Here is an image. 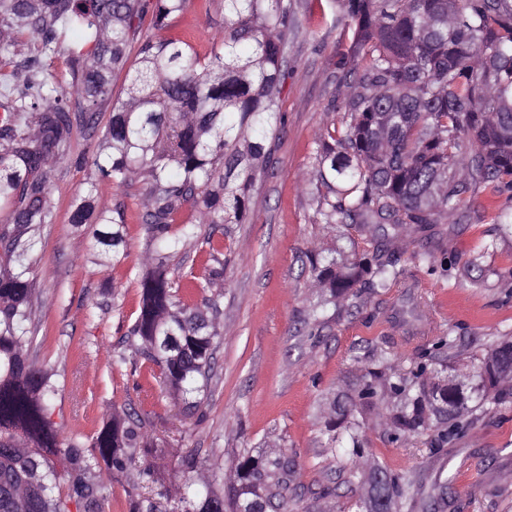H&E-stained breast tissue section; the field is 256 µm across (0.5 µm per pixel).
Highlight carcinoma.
<instances>
[{
	"label": "carcinoma",
	"instance_id": "carcinoma-1",
	"mask_svg": "<svg viewBox=\"0 0 512 512\" xmlns=\"http://www.w3.org/2000/svg\"><path fill=\"white\" fill-rule=\"evenodd\" d=\"M224 10L220 47L207 58L179 37L141 36L142 23L161 31L186 0H0V64L13 60L20 37L34 54L15 65L0 93V512H104L103 472L122 473L143 461L139 477L155 480L158 444L146 419L132 408L112 409L91 436L63 435L52 419L58 388L31 359L32 295L37 236L51 223V166L70 150L73 128L97 125L110 105L102 152L91 159L97 178L72 207L70 224L92 230L90 262L112 254L128 258L124 209L99 210L101 186L122 188L143 177L148 192L143 224L153 250L140 259V299L129 335L135 356L157 366L184 412L199 414L197 395L214 363L224 262L212 256L205 282L171 263L181 240L168 235L182 209L212 228L242 224L250 190L281 123L280 95L288 78L290 44L300 32L294 0H219ZM352 40L339 53L358 74L346 94V120L320 140L314 178L322 223L388 225L372 251L345 261L310 258L312 287L336 300L377 292L402 274L386 244L390 234L424 230L453 215L466 195L512 193V0H342ZM137 57L127 67L128 48ZM62 51L71 82L42 75L41 58ZM127 70L125 98L112 99V74ZM467 171L456 178L454 169ZM194 223V224H196ZM194 224L184 237L194 236ZM211 288L201 304L183 294ZM512 369V341L474 359L480 388L468 373L445 383L428 380L426 367L410 375L370 372L356 394L335 403V423L349 431L359 455L357 404L391 393L393 438L408 439L446 425L435 443H451L469 417L512 402L502 388ZM67 463L65 473L53 457ZM188 477L176 490L178 512H290L293 461L243 452L231 462L236 481L215 489L218 476L199 469L197 453L181 459ZM386 482L375 489L401 512L412 498L406 476L377 467ZM66 492H60L61 484Z\"/></svg>",
	"mask_w": 512,
	"mask_h": 512
}]
</instances>
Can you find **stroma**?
<instances>
[{"mask_svg":"<svg viewBox=\"0 0 512 512\" xmlns=\"http://www.w3.org/2000/svg\"><path fill=\"white\" fill-rule=\"evenodd\" d=\"M306 33L293 45L298 71L280 98L284 122L272 142L269 163L250 192L246 221L218 230L200 225L202 237L222 247L224 296L213 377L201 393L202 418H187L164 389L156 366L141 361L116 369L112 355L132 354L128 329L136 318L139 288L129 264L84 262L91 238L70 225L71 206L94 171L88 161L100 149L110 114L100 112L97 130L75 128L69 155L50 175L52 222L37 247L34 325L30 355L61 387L54 420L64 435L85 437L111 406L150 413L164 450L158 483L138 476L137 466L107 484V512H130L133 502L181 486L182 456L197 451L209 468L229 463L245 448L254 454L292 456L289 495L296 512H346L353 496L340 473L333 445H345L344 429L328 431L336 394L355 387L367 371H414L438 364L442 341L454 340L461 361L512 337V233L497 231L485 194L466 197L443 235L425 240L408 231L391 246L402 274L386 290L337 303L319 323L310 314L321 293L311 286L309 257L337 245L321 224L313 177L317 142L344 116L349 76L338 68L341 8L337 0H296ZM224 24L216 0H186L171 18L169 33L188 40L197 55H210ZM146 186L134 181L104 190L99 208L123 206L127 249H146L142 224ZM188 243L184 269L203 275L209 246ZM212 243V244H213ZM431 251L434 267L418 259ZM480 267H470L473 255ZM385 399L360 411L363 454L357 467L377 463L415 475L416 503L436 512H512V403L470 425L453 444L436 446V430L409 442L392 440ZM455 476L451 493L439 483Z\"/></svg>","mask_w":512,"mask_h":512,"instance_id":"stroma-1","label":"stroma"}]
</instances>
